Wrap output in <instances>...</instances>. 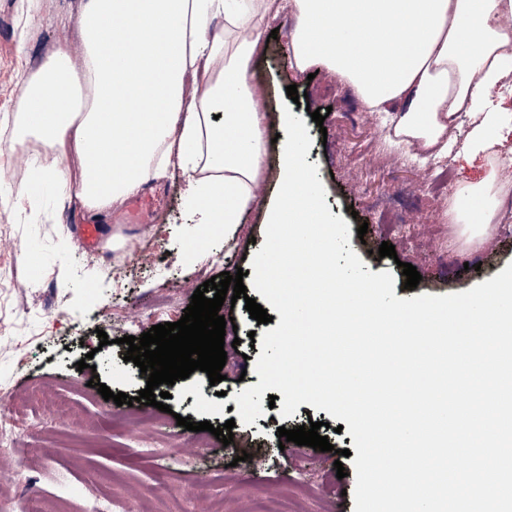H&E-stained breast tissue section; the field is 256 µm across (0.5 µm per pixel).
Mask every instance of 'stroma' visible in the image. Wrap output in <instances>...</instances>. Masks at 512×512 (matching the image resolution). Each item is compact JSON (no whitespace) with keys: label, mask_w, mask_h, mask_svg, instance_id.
Masks as SVG:
<instances>
[{"label":"stroma","mask_w":512,"mask_h":512,"mask_svg":"<svg viewBox=\"0 0 512 512\" xmlns=\"http://www.w3.org/2000/svg\"><path fill=\"white\" fill-rule=\"evenodd\" d=\"M80 4L0 0V129L14 116L19 70L41 67ZM296 24L287 10L270 18L268 26L278 35L264 37L250 63L252 84L269 91L263 106L267 144L260 202L244 213L232 243H225L223 227L203 228L187 210V181L179 174L154 181L159 196L142 223H127L121 208L103 217L112 250L108 260L79 246L72 221L83 212L60 192L37 195L0 179V421L15 420L20 412L27 418L17 431L18 454L0 464V484L9 490L0 498V512H21L25 496L53 504L64 497L73 512H86L96 499L141 503L148 512H202L205 501L218 498L232 512H244L247 501L263 498L273 512H354L353 460L335 455L353 449L354 439L326 411L303 403L284 418L279 409H266L252 425L236 423L228 445L210 432L178 426L180 415L223 425L232 417L235 394L259 383L254 365L261 351L249 337L257 325L244 300L220 310L235 323L225 332L230 347L224 381L210 384L201 371L176 381L169 388V412L137 401L130 415L88 385L95 378L112 392L136 398L146 381L139 367L123 360L127 347L119 339L126 322H139L145 332L180 320L197 287L223 271L243 269L244 284H251V260L265 242L266 206L280 186L281 146L274 137L283 130V109L296 112L308 129L309 161L318 167L331 214L348 224L350 248L366 270L393 274L397 298L464 292L512 263V223L493 222L489 236L500 248L486 256L484 239L468 238L463 224L448 217L463 182L482 178L496 157L512 159V136L471 165L463 158L470 129L465 116L449 129L451 145L440 157L390 145V120L367 111L346 84L322 67L312 79L291 68L288 34ZM290 85L307 94L306 105L292 103ZM318 107L330 110L320 125L310 116ZM443 168L451 175L446 188L436 184ZM388 194L400 195L414 223H394L374 208V199ZM363 224L368 231L361 237L357 230ZM384 242L394 245L396 258L378 257ZM405 262L422 276L416 289L404 287ZM101 330L109 345H101ZM88 353L92 368L78 369ZM311 420L331 424L332 451L280 443L278 428ZM138 434L162 437L173 450L171 462L147 460L134 440ZM244 452L249 460H241ZM337 460L345 471L341 479L333 466ZM163 479L167 493L159 497L155 490ZM197 481L203 491L195 495L190 488Z\"/></svg>","instance_id":"stroma-1"}]
</instances>
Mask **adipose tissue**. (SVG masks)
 I'll return each instance as SVG.
<instances>
[{
    "label": "adipose tissue",
    "instance_id": "obj_1",
    "mask_svg": "<svg viewBox=\"0 0 512 512\" xmlns=\"http://www.w3.org/2000/svg\"><path fill=\"white\" fill-rule=\"evenodd\" d=\"M278 1L299 18L289 35L295 67H325L368 110L392 116L400 143L433 150L466 112L476 156L512 119L490 99L512 74L501 66L512 0H83L76 41L58 42L20 84L16 131L0 152L35 138L42 174L99 216L150 179L182 172L200 223L232 236L262 172L264 115L248 71ZM359 26L415 36L360 43ZM133 93L136 113L123 109ZM492 188L488 179L462 186L456 220L491 223Z\"/></svg>",
    "mask_w": 512,
    "mask_h": 512
}]
</instances>
